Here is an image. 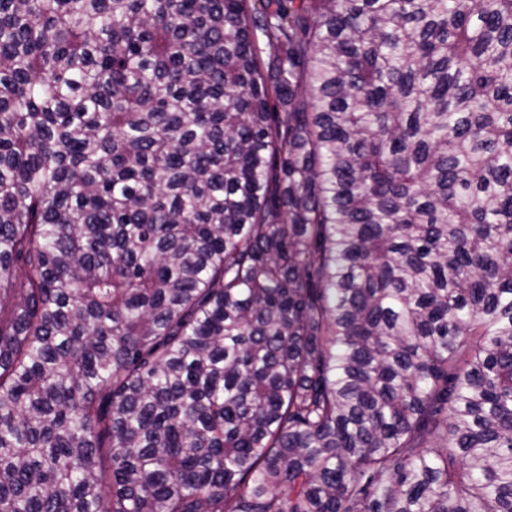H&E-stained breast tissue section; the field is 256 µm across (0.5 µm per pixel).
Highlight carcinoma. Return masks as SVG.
Returning a JSON list of instances; mask_svg holds the SVG:
<instances>
[{
    "label": "carcinoma",
    "instance_id": "1",
    "mask_svg": "<svg viewBox=\"0 0 512 512\" xmlns=\"http://www.w3.org/2000/svg\"><path fill=\"white\" fill-rule=\"evenodd\" d=\"M0 512H512V0H0Z\"/></svg>",
    "mask_w": 512,
    "mask_h": 512
}]
</instances>
